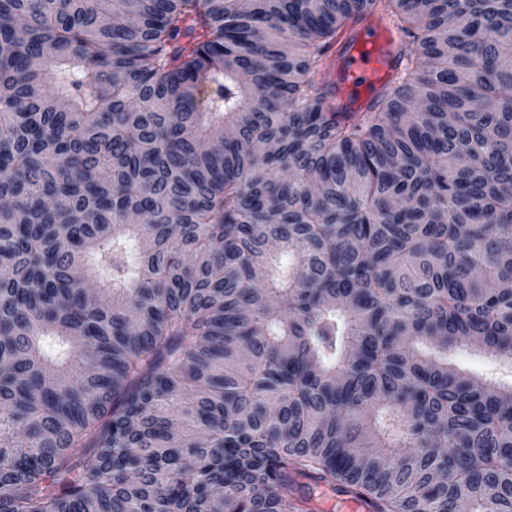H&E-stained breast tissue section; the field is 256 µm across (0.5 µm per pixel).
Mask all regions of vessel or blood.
Returning a JSON list of instances; mask_svg holds the SVG:
<instances>
[{"mask_svg":"<svg viewBox=\"0 0 512 512\" xmlns=\"http://www.w3.org/2000/svg\"><path fill=\"white\" fill-rule=\"evenodd\" d=\"M379 20L365 13L353 23L346 34L330 50L331 70L330 102L335 111L369 108L372 97L367 87L374 77H391L399 68L406 52L403 39H395L391 58L372 55L376 39L373 31Z\"/></svg>","mask_w":512,"mask_h":512,"instance_id":"vessel-or-blood-1","label":"vessel or blood"}]
</instances>
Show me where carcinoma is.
Here are the masks:
<instances>
[{
  "label": "carcinoma",
  "mask_w": 512,
  "mask_h": 512,
  "mask_svg": "<svg viewBox=\"0 0 512 512\" xmlns=\"http://www.w3.org/2000/svg\"><path fill=\"white\" fill-rule=\"evenodd\" d=\"M0 200V512H512V0H0ZM376 25H382L389 30L386 24L375 15L363 13L330 50L332 63L330 102L336 112L365 111L380 90L382 85L380 79L393 76L401 64L407 47L399 35L395 36L390 62H387L382 55L379 57L372 55L369 48L374 46L377 37L385 35L388 39L390 38V35L383 31L371 36ZM377 67L379 76L372 78ZM370 83L377 87L372 96L366 91ZM352 87L360 91V97L355 104H351L348 100ZM448 361L452 362L456 366L464 369L468 374L478 377H486L487 375L503 372V366L508 365L509 371L512 367L511 359H489L479 356L470 348H458L455 349L449 356Z\"/></svg>",
  "instance_id": "cac0c4a2"
}]
</instances>
